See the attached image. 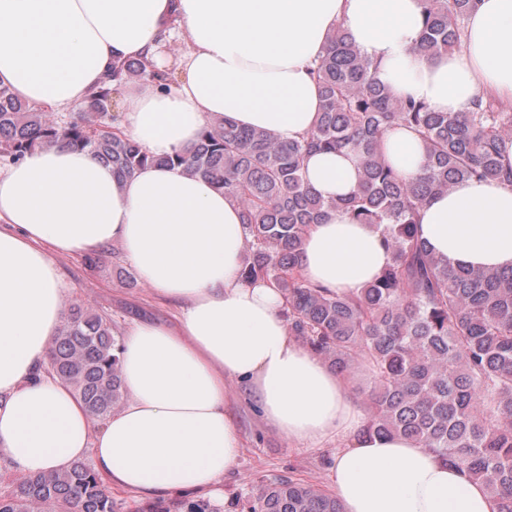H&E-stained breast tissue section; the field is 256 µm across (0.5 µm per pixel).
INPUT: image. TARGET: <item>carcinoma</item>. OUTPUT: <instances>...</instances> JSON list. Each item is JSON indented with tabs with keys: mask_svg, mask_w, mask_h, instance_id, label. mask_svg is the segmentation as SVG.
I'll list each match as a JSON object with an SVG mask.
<instances>
[{
	"mask_svg": "<svg viewBox=\"0 0 512 512\" xmlns=\"http://www.w3.org/2000/svg\"><path fill=\"white\" fill-rule=\"evenodd\" d=\"M413 52L435 57L459 46L474 0H424ZM322 106L312 131L281 139L224 119L205 125L189 151L149 154L114 125L113 101L124 82L165 88L174 75L128 59L75 112L61 118L0 87V161L37 149L86 150L124 180L141 168L177 164L209 180L241 207L244 279L271 281L285 299L292 335L346 373L362 361L373 375L369 432L403 436L480 481L498 512H512V270L445 265L419 237L417 214L431 196L467 180L512 183L499 144L512 138V106L494 96L461 112H433L378 82L371 62L337 28L312 71ZM405 127L423 142L422 171L406 177L381 148L385 132ZM351 151L361 165L353 193L335 202L308 186L304 159L313 152ZM333 207L358 224L382 228L391 262L355 294L338 295L300 272L301 243ZM123 342L111 321L77 305L63 321L50 366L105 420L126 399ZM241 512H343L313 484L274 479L252 490ZM0 512H118L101 478L78 461L69 469L25 475ZM137 512H210L205 501L147 503Z\"/></svg>",
	"mask_w": 512,
	"mask_h": 512,
	"instance_id": "carcinoma-1",
	"label": "carcinoma"
}]
</instances>
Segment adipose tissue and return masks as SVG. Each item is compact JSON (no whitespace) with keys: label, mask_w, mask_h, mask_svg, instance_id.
Listing matches in <instances>:
<instances>
[{"label":"adipose tissue","mask_w":512,"mask_h":512,"mask_svg":"<svg viewBox=\"0 0 512 512\" xmlns=\"http://www.w3.org/2000/svg\"><path fill=\"white\" fill-rule=\"evenodd\" d=\"M421 0H0V85L33 106L71 112L113 61L179 72L168 89L123 85L117 123L151 154L190 150L218 117L296 138L313 129L321 91L310 74L344 27L396 94L458 112L486 93L512 102V0H476L462 49L414 55ZM177 39L188 48L167 49ZM387 162L417 175L424 147L407 128L383 137ZM350 151L305 160L323 199L355 190ZM419 235L455 266L512 269V186L458 182L418 212ZM238 205L177 165L121 181L85 151L53 147L0 169V455L23 473L62 471L93 455L111 487L142 497L218 495L241 439L226 382L252 387L262 419L289 442L347 446L331 483L344 512H497L477 481L426 448L366 433L346 381L291 336L284 298L241 278ZM119 244L154 296L179 309L176 327L133 325L122 355L125 404L95 422L47 374L68 308L54 257ZM381 228L329 209L302 245V274L349 294L390 262Z\"/></svg>","instance_id":"obj_1"}]
</instances>
